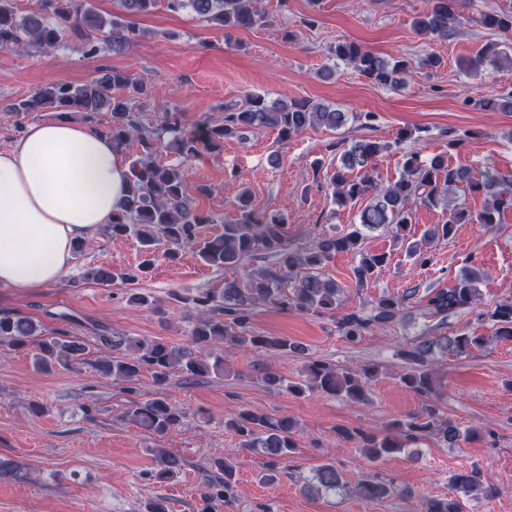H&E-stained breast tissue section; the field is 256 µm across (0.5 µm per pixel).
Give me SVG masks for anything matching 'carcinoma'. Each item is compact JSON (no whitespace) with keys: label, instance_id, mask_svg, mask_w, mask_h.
Returning <instances> with one entry per match:
<instances>
[{"label":"carcinoma","instance_id":"carcinoma-1","mask_svg":"<svg viewBox=\"0 0 512 512\" xmlns=\"http://www.w3.org/2000/svg\"><path fill=\"white\" fill-rule=\"evenodd\" d=\"M119 12L105 19L95 9L93 0H39V10L29 15H18L17 0H0V49L36 47L54 49L73 39L81 42L84 57L97 58L104 48L121 50L129 42L128 33L133 20L146 15L160 0H117ZM173 12L188 11L201 19L224 29H254L270 24V18L253 6V0H165ZM469 0H431L430 5L412 18V27L431 41L446 40L461 22L460 9ZM478 23L492 31L512 32V10L481 13ZM338 61L353 66L360 75L380 84L393 85L412 73L409 61L384 57L369 51L356 42L338 41L330 48ZM512 68V54L499 42L485 43L467 59L468 72L478 73L483 68ZM114 90L127 92L121 98ZM147 93V84L128 73L114 70L82 85L49 82L37 88L29 97L14 104L16 113L53 110L59 118L80 112L91 120L97 112L112 114V125L104 131L118 144L126 146L132 156L128 167L127 195L118 211L112 214V223L105 230L114 238L132 236L142 251L140 265L128 271H117L106 265L91 268L86 276L98 283L115 280L134 281L148 272L157 259L159 246H166L164 255L175 258L182 250L197 252L201 260L217 269L237 267L246 261L273 258L275 263L254 271L244 284L235 280L224 282L222 288L199 291L184 298L193 308L195 324L188 346H176L163 340H144L132 336H102L100 341L119 351V354L97 363L96 369L115 380L132 383L144 370L162 384L173 372L193 381L210 374L224 373V357L219 347L231 340L239 346L255 351L261 357L292 355L302 358L305 347L283 336H266L252 332L253 307L269 303L284 310L295 309L310 314L335 311L340 303L341 286L333 279L320 275L322 266L338 252L358 254L354 268L356 285L363 287L387 263L384 253L364 250L365 233L380 227H392L395 242L405 247L406 254L422 266L433 261L429 245L444 240L458 224H477L486 231L501 223L502 216L512 210V175L502 174L495 167L486 166L485 173L475 178L469 172L452 168L447 160L436 154L422 161L415 152L403 155L402 172L397 180L383 184L375 178L378 158L391 150L388 142L372 138L353 141L336 158L330 171L336 206L343 208L366 194L369 203L361 211L359 223L335 234L319 238L305 252L291 249L285 217L253 209L246 192L238 195L239 216L224 224L222 233L200 238V225L207 218L191 210L186 197L188 169L184 162L196 158L202 151L219 152L224 140L235 137L246 128L278 130L283 140L298 135L308 127L320 126L335 130L348 119L371 129L377 120L374 112H360L353 116L309 99L270 101L261 94L247 96V106L224 107V119L219 124L200 123L192 130L182 126L180 117L167 113L160 126H144L134 115L129 100ZM475 109H500L512 112V95L497 99H472ZM167 147L182 158L180 163L163 164L155 158L162 147ZM461 188L484 198L481 211L472 213L463 203H451V194ZM420 203L428 207L448 206V221L424 233L419 240L409 233L412 206ZM294 285L287 286L288 281ZM484 271L476 263L465 266L452 287L430 289L424 296V315L447 318L458 312H476L477 320L490 325L494 336L512 339V302L497 304L490 310H477L481 300ZM416 290L402 295L384 294L369 312H351L337 319L339 333L347 341L356 343L380 323L398 318L406 302ZM37 327L32 320L10 313L0 314V340L17 348L33 346L34 366L48 372L57 362L80 360L85 351L83 343L72 339L64 330L52 336L32 340ZM484 337L473 336L465 330L445 337V349L468 353L480 349ZM432 343L417 342L405 353L409 367L399 376V382L422 398L421 411L395 419L383 434L356 427H339L337 435L346 442L355 443L362 455L375 463L403 453L411 443L435 434L450 447L474 440L479 431L462 428L440 415L435 389L428 369ZM262 370L261 380L274 388L302 395L307 391H322L341 396L352 403L368 401V385L376 367L365 366L358 372L342 370L336 365L312 360L304 366L305 382L287 380L278 374ZM122 418L157 436L167 434L183 419V413L165 398L132 400ZM224 429L240 438L245 450H259L269 461L263 478L274 482L285 471L278 462L286 459L295 448V422L288 416L272 417L250 408H241L224 417ZM158 470L152 474L164 479L181 468V460L164 448L153 449ZM220 476L204 479V497H217L225 502L235 493V466L226 458L214 461ZM313 481L327 493L345 487L342 474L332 461H326L314 470ZM455 494L425 498L419 512H464V498L476 495L492 500L497 487L488 481L481 469L461 470L450 479ZM393 483L377 474L357 485L360 497L382 502L393 496Z\"/></svg>","mask_w":512,"mask_h":512}]
</instances>
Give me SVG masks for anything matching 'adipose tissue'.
<instances>
[{
	"mask_svg": "<svg viewBox=\"0 0 512 512\" xmlns=\"http://www.w3.org/2000/svg\"><path fill=\"white\" fill-rule=\"evenodd\" d=\"M125 148L70 121L34 122L0 150V285L17 292L59 281L74 247L126 193Z\"/></svg>",
	"mask_w": 512,
	"mask_h": 512,
	"instance_id": "adipose-tissue-1",
	"label": "adipose tissue"
}]
</instances>
